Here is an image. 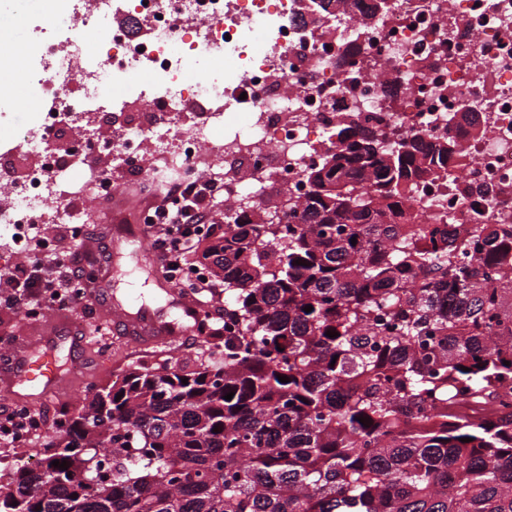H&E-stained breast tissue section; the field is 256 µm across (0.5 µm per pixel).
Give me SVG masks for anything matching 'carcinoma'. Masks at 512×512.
I'll use <instances>...</instances> for the list:
<instances>
[{"label":"carcinoma","mask_w":512,"mask_h":512,"mask_svg":"<svg viewBox=\"0 0 512 512\" xmlns=\"http://www.w3.org/2000/svg\"><path fill=\"white\" fill-rule=\"evenodd\" d=\"M336 111L302 202L227 210L189 255L224 331L60 412L0 512H512V224L425 223L407 198L456 181L455 141ZM193 267L197 268V271H193ZM206 274L205 270L202 269L199 266H192V267H186L183 273V276H187L189 279H196L199 275ZM181 285L184 288H188L193 296L196 295H203V294H210V296L213 295H220L224 288V282L221 280L211 276L207 275L206 277L198 278L196 281L191 280H183L181 281Z\"/></svg>","instance_id":"cac0c4a2"}]
</instances>
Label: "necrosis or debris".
<instances>
[{"label":"necrosis or debris","instance_id":"1","mask_svg":"<svg viewBox=\"0 0 512 512\" xmlns=\"http://www.w3.org/2000/svg\"><path fill=\"white\" fill-rule=\"evenodd\" d=\"M115 4L146 24V38L105 27ZM315 10L314 0H67L58 26L85 31L96 51L82 61L79 43L61 48L36 29L32 86L42 105L13 145L40 161L22 183L0 188V233L14 244L31 225L77 223L58 178L99 190L107 176L91 163L97 140L77 130L67 160L48 145L65 115L81 121L113 105V83L123 84L124 99L155 109L149 125L123 127L112 139L115 159L142 179L156 174L140 152L148 139L157 161L185 183L213 178L211 155L245 161L246 176L224 174L225 203L266 206L259 188L270 181L301 198L302 172L335 145V106L345 102L356 121L380 115L420 134L425 150L447 135L461 145L467 195L433 184L415 195V207L452 224H512V0H396L361 27L349 19L315 24ZM201 64L205 75L186 83ZM193 101L200 116L183 123ZM473 104L485 128L478 139L449 126ZM228 112L244 113L246 125L213 142L212 127Z\"/></svg>","mask_w":512,"mask_h":512}]
</instances>
